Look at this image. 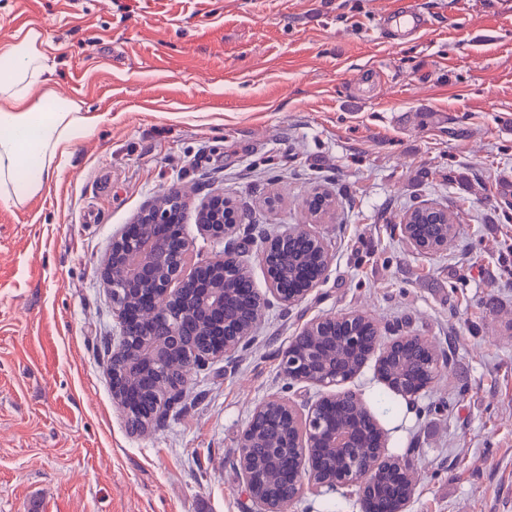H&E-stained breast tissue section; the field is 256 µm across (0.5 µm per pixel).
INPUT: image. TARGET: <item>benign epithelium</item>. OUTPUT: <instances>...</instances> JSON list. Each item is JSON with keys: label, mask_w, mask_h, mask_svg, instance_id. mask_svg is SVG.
<instances>
[{"label": "benign epithelium", "mask_w": 512, "mask_h": 512, "mask_svg": "<svg viewBox=\"0 0 512 512\" xmlns=\"http://www.w3.org/2000/svg\"><path fill=\"white\" fill-rule=\"evenodd\" d=\"M184 208L180 197L173 200L171 208L152 204L135 224L112 240L111 251L101 269V278L120 326L114 344L112 378L128 372L147 374L159 370L163 360L152 339V326L157 322L165 324L173 337H217L214 344L204 350L182 349L181 362L174 374L175 384L157 398L150 414L153 423L161 421L179 403L189 372L204 370L213 361L232 355L251 340L253 333L251 329L229 326L225 318L227 306L240 300L233 282L242 276L250 277L249 267L241 260L245 244L254 241L255 227L246 225L248 214L229 204L224 196H212L199 210L198 226L204 235L224 248L212 258L195 261L192 242L185 236L181 224ZM240 231L243 232L241 241L236 237ZM299 234L322 243L301 227L262 238L260 259L267 275V291L258 296L257 304L265 309L275 306L285 309L297 304L324 279L325 272L316 268L307 274L301 273L293 285L288 284V278L282 274V264L288 258V239ZM338 321L343 327L344 345L350 351L358 349L356 314L318 317L309 322L306 329L323 328ZM133 322L144 325L136 340L127 335V327ZM281 370L296 383L316 387L319 395L316 400L302 405L280 399L265 401L256 407L241 434L239 467L251 497L264 507V512H286V505L263 495L251 476L248 448L263 416L271 408L280 410L293 430L284 447L291 449L296 457L297 466L291 478L298 488L297 495H302L307 488L334 491L354 487L363 512H381L383 507L379 503L386 496L381 469L397 472L401 484L412 486L408 468L385 455L387 437L379 423L370 420L375 433V440L371 442L368 431L360 425L336 426L327 419V410L347 396V392L338 387L349 382L354 374L324 361L321 349L305 345L299 336L282 352ZM376 372L379 380L393 385L402 398L412 402L430 389L440 375L441 364L437 360L430 361L426 378L416 386L392 382L379 368ZM372 445L377 447L379 469L366 471L359 464L357 450ZM313 448H326L337 458L333 471L322 469L320 461L309 454Z\"/></svg>", "instance_id": "obj_1"}]
</instances>
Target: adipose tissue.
<instances>
[{
    "instance_id": "1",
    "label": "adipose tissue",
    "mask_w": 512,
    "mask_h": 512,
    "mask_svg": "<svg viewBox=\"0 0 512 512\" xmlns=\"http://www.w3.org/2000/svg\"><path fill=\"white\" fill-rule=\"evenodd\" d=\"M50 68L42 35L31 29L0 41V204L23 205L50 180L56 160L70 156L99 116L48 88ZM33 172L19 183L20 170Z\"/></svg>"
}]
</instances>
